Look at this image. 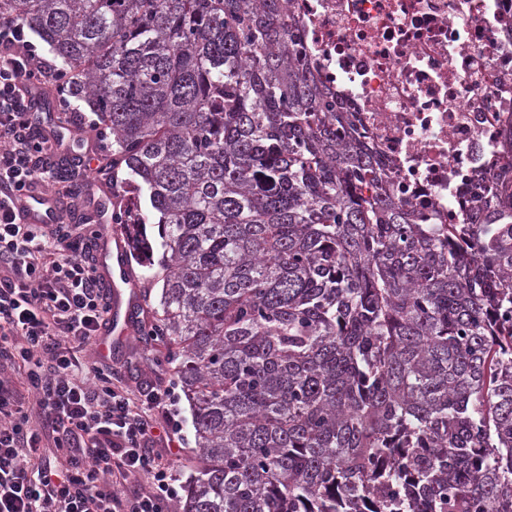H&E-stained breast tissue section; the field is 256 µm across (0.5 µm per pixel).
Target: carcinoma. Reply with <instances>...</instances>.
<instances>
[{
	"instance_id": "1",
	"label": "carcinoma",
	"mask_w": 512,
	"mask_h": 512,
	"mask_svg": "<svg viewBox=\"0 0 512 512\" xmlns=\"http://www.w3.org/2000/svg\"><path fill=\"white\" fill-rule=\"evenodd\" d=\"M289 0H0L112 134L193 408L183 512H512V194L396 201ZM149 191L158 236L141 208Z\"/></svg>"
}]
</instances>
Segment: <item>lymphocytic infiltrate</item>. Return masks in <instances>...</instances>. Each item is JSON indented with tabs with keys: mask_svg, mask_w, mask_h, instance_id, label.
Listing matches in <instances>:
<instances>
[{
	"mask_svg": "<svg viewBox=\"0 0 512 512\" xmlns=\"http://www.w3.org/2000/svg\"><path fill=\"white\" fill-rule=\"evenodd\" d=\"M58 81L27 27L1 16L0 265L9 273L0 277V512H173L180 428L168 387L129 389L82 356L111 305L95 243L23 223L17 207L37 186L70 195L91 164L85 157L61 174V142L27 117L29 91ZM47 438L65 467L38 461Z\"/></svg>",
	"mask_w": 512,
	"mask_h": 512,
	"instance_id": "f902f5d3",
	"label": "lymphocytic infiltrate"
}]
</instances>
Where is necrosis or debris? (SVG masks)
<instances>
[{
	"instance_id": "obj_1",
	"label": "necrosis or debris",
	"mask_w": 512,
	"mask_h": 512,
	"mask_svg": "<svg viewBox=\"0 0 512 512\" xmlns=\"http://www.w3.org/2000/svg\"><path fill=\"white\" fill-rule=\"evenodd\" d=\"M317 83L396 198L463 224L512 187V0H290Z\"/></svg>"
}]
</instances>
